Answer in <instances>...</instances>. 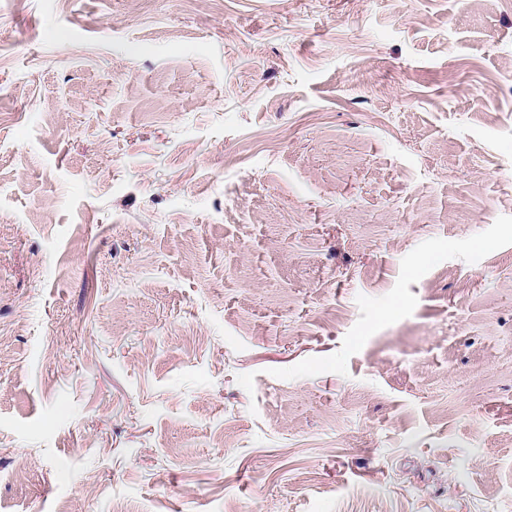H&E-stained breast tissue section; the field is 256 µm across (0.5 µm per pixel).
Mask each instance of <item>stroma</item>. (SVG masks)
<instances>
[{"label": "stroma", "mask_w": 512, "mask_h": 512, "mask_svg": "<svg viewBox=\"0 0 512 512\" xmlns=\"http://www.w3.org/2000/svg\"><path fill=\"white\" fill-rule=\"evenodd\" d=\"M0 512H512V0H0Z\"/></svg>", "instance_id": "stroma-1"}]
</instances>
